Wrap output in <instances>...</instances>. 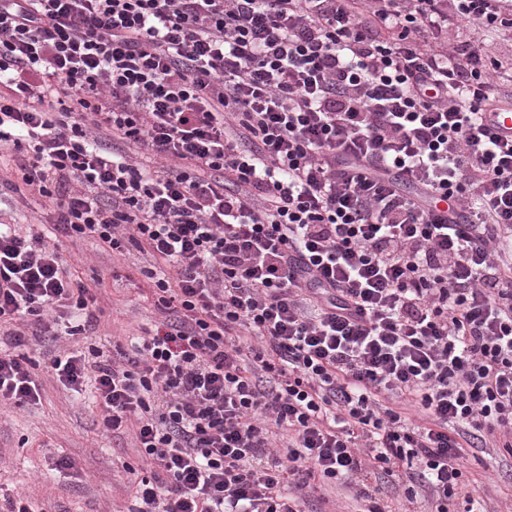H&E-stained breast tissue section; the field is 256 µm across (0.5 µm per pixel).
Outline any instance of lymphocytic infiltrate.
Listing matches in <instances>:
<instances>
[{"label": "lymphocytic infiltrate", "mask_w": 512, "mask_h": 512, "mask_svg": "<svg viewBox=\"0 0 512 512\" xmlns=\"http://www.w3.org/2000/svg\"><path fill=\"white\" fill-rule=\"evenodd\" d=\"M462 24L512 35V0H0V189L167 265L133 356L50 362L132 428L141 512L330 481L475 512L471 449L512 447V140L484 120L512 94ZM67 266L0 221V402L40 399L25 327L97 326Z\"/></svg>", "instance_id": "obj_1"}]
</instances>
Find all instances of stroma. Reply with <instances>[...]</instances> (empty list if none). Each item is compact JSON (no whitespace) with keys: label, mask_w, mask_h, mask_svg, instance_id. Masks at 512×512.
Returning <instances> with one entry per match:
<instances>
[{"label":"stroma","mask_w":512,"mask_h":512,"mask_svg":"<svg viewBox=\"0 0 512 512\" xmlns=\"http://www.w3.org/2000/svg\"><path fill=\"white\" fill-rule=\"evenodd\" d=\"M0 216L60 245L70 276L96 291L103 320L95 332L59 342L33 336L24 347L43 390L37 403L0 404V512H9L18 499L32 512H134L132 487L146 467L133 440L104 432L93 391L66 389L46 366L61 348L131 353V337L153 329L158 319L143 275L156 260L131 246L121 253L101 248L90 237L57 242L48 205L19 194L0 197ZM468 475L480 480L482 512L512 507L511 454L492 446L476 449ZM364 507L337 483L305 493L298 504L300 512H363Z\"/></svg>","instance_id":"stroma-1"}]
</instances>
